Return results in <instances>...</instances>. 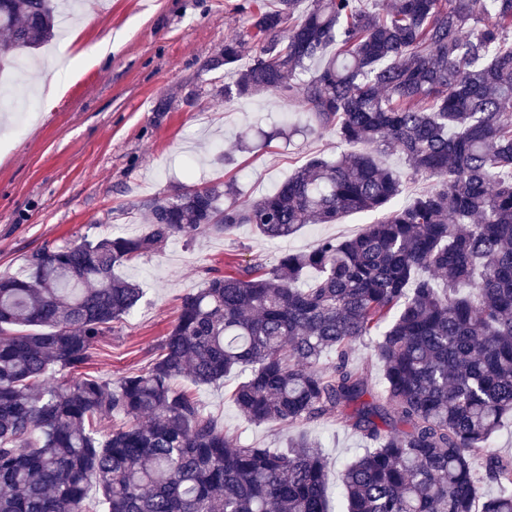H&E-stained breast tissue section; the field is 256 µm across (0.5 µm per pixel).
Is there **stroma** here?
<instances>
[{
    "label": "stroma",
    "instance_id": "obj_1",
    "mask_svg": "<svg viewBox=\"0 0 512 512\" xmlns=\"http://www.w3.org/2000/svg\"><path fill=\"white\" fill-rule=\"evenodd\" d=\"M249 0H83L60 37L20 54L25 80L0 82V100L34 94L23 126L0 119V272L22 269L44 246L81 237L144 234V203L183 187L234 180L239 200L271 193L312 157L336 158L334 134L303 132L309 116L297 100L262 94L224 102L223 70L204 63L233 38L251 35ZM105 56H98L101 46ZM61 91L52 103L40 92ZM168 111H157L159 101ZM353 213L337 224H307L270 241L251 226L230 237H180L118 269L140 283L144 297L96 345L86 373L106 380L148 367L153 349L178 316L180 299L202 287L206 270L224 272L284 252L306 251L320 239L344 240L377 221ZM240 380L194 388L205 413L224 422L239 444L282 448L303 434L322 445L328 501L338 507V474L363 443L333 420L255 424L235 407Z\"/></svg>",
    "mask_w": 512,
    "mask_h": 512
}]
</instances>
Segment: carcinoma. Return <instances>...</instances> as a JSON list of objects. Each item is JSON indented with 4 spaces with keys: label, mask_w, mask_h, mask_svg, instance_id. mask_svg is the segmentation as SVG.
<instances>
[{
    "label": "carcinoma",
    "mask_w": 512,
    "mask_h": 512,
    "mask_svg": "<svg viewBox=\"0 0 512 512\" xmlns=\"http://www.w3.org/2000/svg\"><path fill=\"white\" fill-rule=\"evenodd\" d=\"M253 2L259 50L224 102L288 95L307 131L365 150L313 158L250 201L230 182L185 187L145 204L142 236L40 249L27 273H1L0 512H85L91 487L102 512H329L319 442L242 446L177 384L242 369L232 398L248 420L334 419L365 440L340 475L342 512H512V461L473 468L512 412V0ZM57 18V0H0V67L49 41ZM245 45L204 67L233 68ZM387 152L435 187L389 207L403 172ZM376 211L343 241L209 277L146 370L46 384L143 298L116 267L177 236L249 224L275 240ZM369 337L379 395L351 361ZM485 480L498 492L478 511Z\"/></svg>",
    "instance_id": "cac0c4a2"
}]
</instances>
